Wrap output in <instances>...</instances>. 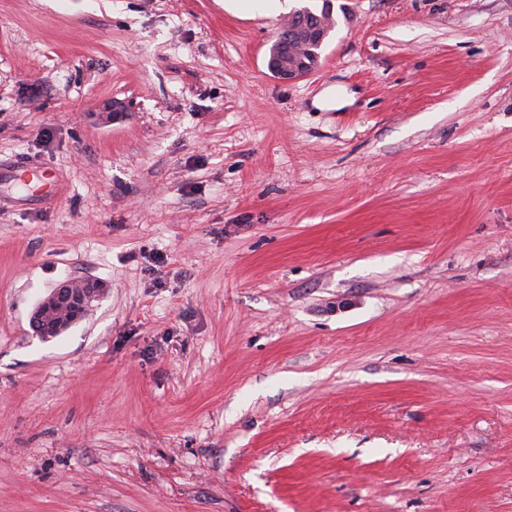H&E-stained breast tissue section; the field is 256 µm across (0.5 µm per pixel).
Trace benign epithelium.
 <instances>
[{
    "instance_id": "1",
    "label": "benign epithelium",
    "mask_w": 512,
    "mask_h": 512,
    "mask_svg": "<svg viewBox=\"0 0 512 512\" xmlns=\"http://www.w3.org/2000/svg\"><path fill=\"white\" fill-rule=\"evenodd\" d=\"M327 22L317 17L316 24L304 26L298 39L279 36L267 61L272 75L282 81H296L308 76L316 63L307 60L304 46L321 42ZM104 294V284L90 277H67L60 281L38 304L30 316V327L35 335L47 339L55 336L86 317L93 302Z\"/></svg>"
}]
</instances>
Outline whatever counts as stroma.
<instances>
[{
    "label": "stroma",
    "mask_w": 512,
    "mask_h": 512,
    "mask_svg": "<svg viewBox=\"0 0 512 512\" xmlns=\"http://www.w3.org/2000/svg\"><path fill=\"white\" fill-rule=\"evenodd\" d=\"M304 4L0 0V512H512V0ZM317 18L315 25L307 26L298 34V41L293 40L288 35V40L284 36H279L276 45L267 61V68L272 75L282 81H296L308 76L314 71L318 62L314 63L303 54V45L307 46L312 42H322L327 30V22L320 16L311 15ZM311 48L307 46V51ZM0 173L2 175H9L15 177V179L22 183L26 181H38L42 183V185L52 186L54 182V176L49 174L45 170H41L38 167L33 166H6L0 168ZM104 284L90 277H67L38 304L30 316L36 336H55L86 317L93 302L104 294Z\"/></svg>",
    "instance_id": "obj_1"
}]
</instances>
